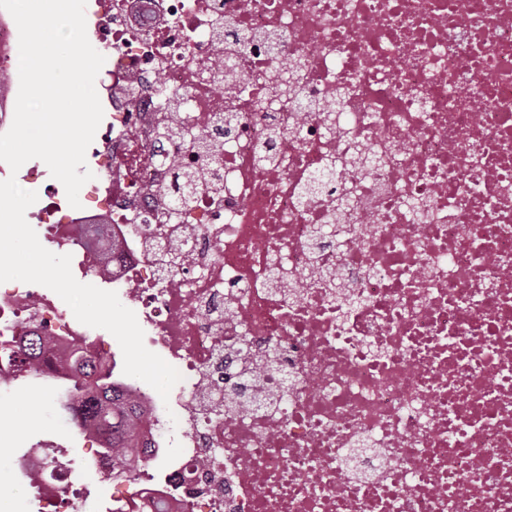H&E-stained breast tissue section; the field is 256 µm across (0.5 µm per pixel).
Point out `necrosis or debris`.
Returning <instances> with one entry per match:
<instances>
[{"mask_svg":"<svg viewBox=\"0 0 512 512\" xmlns=\"http://www.w3.org/2000/svg\"><path fill=\"white\" fill-rule=\"evenodd\" d=\"M93 30V201L46 228L137 305L181 379L133 394L153 440L163 408L181 430L104 499L49 441L15 449L37 512H512V0H97ZM365 145L373 172L343 170ZM32 329L101 349L0 290V338Z\"/></svg>","mask_w":512,"mask_h":512,"instance_id":"obj_1","label":"necrosis or debris"}]
</instances>
